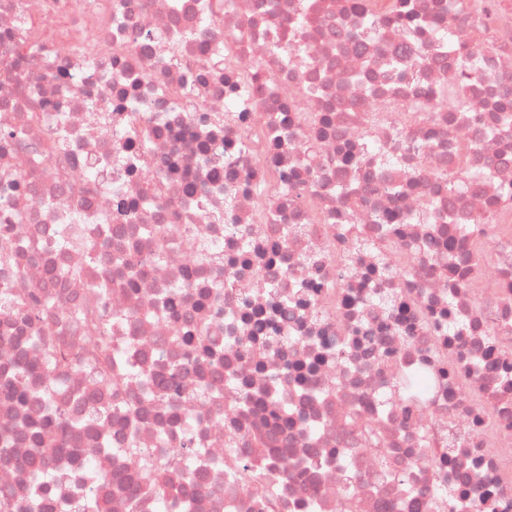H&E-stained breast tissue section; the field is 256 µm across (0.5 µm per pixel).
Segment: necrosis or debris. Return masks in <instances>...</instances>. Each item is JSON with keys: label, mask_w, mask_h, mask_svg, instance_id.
<instances>
[{"label": "necrosis or debris", "mask_w": 512, "mask_h": 512, "mask_svg": "<svg viewBox=\"0 0 512 512\" xmlns=\"http://www.w3.org/2000/svg\"><path fill=\"white\" fill-rule=\"evenodd\" d=\"M410 2L0 0V512H512V0Z\"/></svg>", "instance_id": "necrosis-or-debris-1"}]
</instances>
